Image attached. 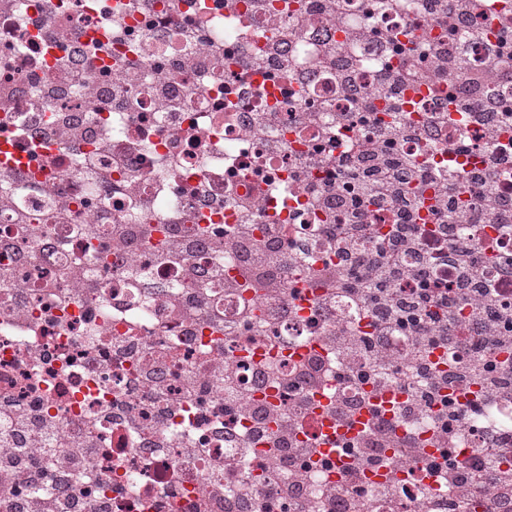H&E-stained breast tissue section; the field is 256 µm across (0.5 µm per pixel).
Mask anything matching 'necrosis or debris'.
I'll list each match as a JSON object with an SVG mask.
<instances>
[{
	"mask_svg": "<svg viewBox=\"0 0 512 512\" xmlns=\"http://www.w3.org/2000/svg\"><path fill=\"white\" fill-rule=\"evenodd\" d=\"M368 2L0 0V512L19 498L24 512H336L350 483L351 512H448L458 474L489 457L512 483V395L476 358H455L469 381L455 390L457 471L442 480L415 466L444 442L441 403H414L413 367L453 345L389 332L397 378L346 379L376 330L330 244L336 218L309 192L336 183L335 154L315 145L369 150L361 117L397 89L406 119L391 132L416 173L484 169L498 144L501 174L461 194L457 229L476 274L512 260L495 209L512 188V116L487 128L461 102L432 120L443 74L487 75L512 0H437L433 16L423 0ZM474 11L477 30L449 42L448 13ZM373 31L421 44L432 66L401 82L402 55L375 51ZM410 187L409 273L432 246L437 194ZM272 234L280 253L260 256ZM448 309L482 320L480 353L512 360V335L495 331L512 303ZM375 404L391 424L386 464H322L335 434L371 439L337 407ZM7 428L32 444L14 448ZM283 442L308 468H274Z\"/></svg>",
	"mask_w": 512,
	"mask_h": 512,
	"instance_id": "1",
	"label": "necrosis or debris"
}]
</instances>
